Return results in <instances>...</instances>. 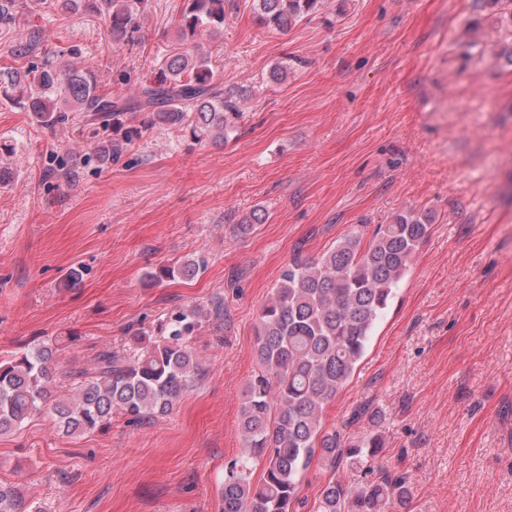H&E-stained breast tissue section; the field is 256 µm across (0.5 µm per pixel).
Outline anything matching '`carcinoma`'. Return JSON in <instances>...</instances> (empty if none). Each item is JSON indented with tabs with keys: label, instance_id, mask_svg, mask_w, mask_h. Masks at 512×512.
Returning <instances> with one entry per match:
<instances>
[{
	"label": "carcinoma",
	"instance_id": "carcinoma-1",
	"mask_svg": "<svg viewBox=\"0 0 512 512\" xmlns=\"http://www.w3.org/2000/svg\"><path fill=\"white\" fill-rule=\"evenodd\" d=\"M149 0H0V35L21 22L28 32L11 41L6 53L28 68L0 66V100L28 112L40 125L65 128L70 113L83 112L102 127L123 131L101 142L102 161L119 159L142 132L158 123L189 130L198 142H222L248 98L243 87L224 88L209 60L183 50L165 58L153 81L133 97L103 89L95 71L77 64L81 51L69 46L47 49L43 31L32 16L51 12L64 21L72 15L102 21L112 44L133 46ZM512 28V0H474ZM322 0H254L259 26L285 32L315 14ZM224 27V0H187L177 23L186 44ZM128 112L145 113L141 127L122 130ZM268 220L255 209L237 230L250 233ZM433 216L408 209L379 224L368 241L351 235L319 258L296 254L259 314L257 358L260 370L247 384L238 432L243 452L231 461L221 489L222 512H290L300 477L313 455L330 470L347 460L365 467L382 440L368 431L358 444H344L322 425L329 401L347 386L364 357L375 326L396 298L413 257L428 237ZM202 257L164 266L148 274L153 283L191 278L204 269ZM223 314L221 303L206 313L181 312L162 330L163 339L134 359L110 349L97 353L85 368L67 376L75 392L57 397L52 390L58 340L42 342L0 361V434L17 431L34 415L50 414L68 435L102 430L121 412L133 423L168 415L202 371L187 339ZM262 478L252 481L255 467ZM411 496L402 475L346 483L336 477L322 486L316 512H400ZM0 512H41L16 484L0 483Z\"/></svg>",
	"mask_w": 512,
	"mask_h": 512
}]
</instances>
